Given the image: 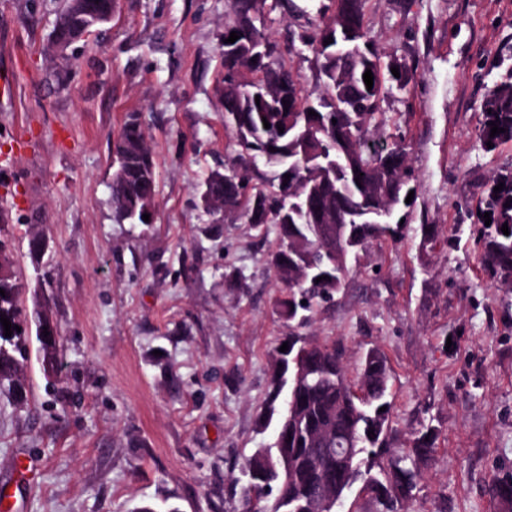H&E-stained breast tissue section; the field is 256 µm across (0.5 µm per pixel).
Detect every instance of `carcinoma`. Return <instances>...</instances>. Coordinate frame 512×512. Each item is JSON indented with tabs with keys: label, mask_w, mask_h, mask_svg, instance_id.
I'll list each match as a JSON object with an SVG mask.
<instances>
[{
	"label": "carcinoma",
	"mask_w": 512,
	"mask_h": 512,
	"mask_svg": "<svg viewBox=\"0 0 512 512\" xmlns=\"http://www.w3.org/2000/svg\"><path fill=\"white\" fill-rule=\"evenodd\" d=\"M343 5L328 13L329 6L316 10L309 21L312 32L301 35V42L315 57L317 89L304 92L300 76L282 57L280 46L266 32L267 17L254 15L253 0H230L231 19L227 30L237 32L242 50L265 39L270 44L267 57L253 63L243 57L222 58L223 70L217 88L230 84L233 90L221 96L224 116L234 134L233 156L224 170L211 172L202 199L224 200V213L235 216L259 230L275 224L279 234L269 265L275 277L288 289L278 300V314L298 321L301 312L326 302L342 287L349 268L359 263L371 241L401 235L398 219L408 206L401 186L410 184L406 144L394 137L381 145L368 138L370 129L385 125L382 104L395 92H405L412 77L405 64L384 61L365 25L367 0H342ZM113 0H65L55 28L53 46L61 53L68 44L93 32L112 19ZM351 21L360 30L352 44L327 54L320 48L323 34ZM396 67L400 76L392 74ZM373 74V87L363 80L366 70ZM260 101H255V98ZM315 115H308L309 111ZM481 146L493 147L512 141V68L500 75L494 90L482 101ZM270 128H264L263 121ZM495 123L503 132L490 136ZM283 130H278L277 125ZM115 158L122 169L113 171L109 185L115 211L121 219L140 223L139 216L155 210L157 172L151 145L145 144L140 117L129 113L113 141ZM290 178H285V175ZM322 194L310 206H302L291 224L282 216L305 197L313 182ZM504 184L502 191L494 187ZM370 207L390 212L388 222L365 224L362 216ZM479 217L490 213L491 224L484 227L483 263L494 279L512 288V281L501 274L512 269V171L492 179L478 206ZM314 224H344L352 241L342 247L336 265L327 264L314 235ZM508 225L509 234L502 232ZM324 280L317 281V278ZM0 318L9 319L11 336L0 324V394L21 392L20 373L28 358L29 331L23 328L25 315L19 301L22 284L18 277L0 283ZM21 330H16V327ZM304 379L294 388L287 376L296 369ZM389 367L383 352L368 349L352 382L347 377L343 352L334 344L309 343L288 337V350L281 354L277 374L268 393L266 408L274 415L283 392L293 400L303 425L296 430L278 417V440L265 454L253 453L242 469L247 482L243 487L242 512H248L250 493L257 494L259 512H309V500L317 495L323 481L336 482V459L327 445L318 440L325 428L336 427L345 434L354 426L379 420L378 443L363 449L354 463L361 474L385 487L376 492L377 512H394V505L408 501L416 487L421 467L435 453V429L420 432L410 445L392 455L385 468L388 480L371 475L378 449L385 447L391 402L388 401ZM385 411H380L381 407ZM293 460V470L285 472L279 462L283 454Z\"/></svg>",
	"instance_id": "cac0c4a2"
}]
</instances>
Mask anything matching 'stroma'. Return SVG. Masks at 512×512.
I'll return each instance as SVG.
<instances>
[{"label": "stroma", "mask_w": 512, "mask_h": 512, "mask_svg": "<svg viewBox=\"0 0 512 512\" xmlns=\"http://www.w3.org/2000/svg\"><path fill=\"white\" fill-rule=\"evenodd\" d=\"M63 0H0V211H9L24 308L46 303L62 362L44 376L38 343L23 397L0 398V484L19 461L21 512H240L245 459L273 443L263 407L287 337L336 344L349 374L378 347L390 369L400 448L425 426L436 452L398 512H512L491 490L512 476V288L482 262L484 185L512 171V142L485 151L480 103L512 62V0H368L380 52L413 74L383 105L408 146L415 194L400 239L372 242L332 303L287 325L265 237L201 202L232 132L216 94L229 0H115L111 22L52 49ZM307 19L271 10L269 34L305 90ZM158 174L151 226L112 207V142L128 113ZM47 231L35 269L29 225ZM436 225L435 238L421 236ZM239 271L243 285L225 276ZM13 484V483H12Z\"/></svg>", "instance_id": "stroma-1"}]
</instances>
